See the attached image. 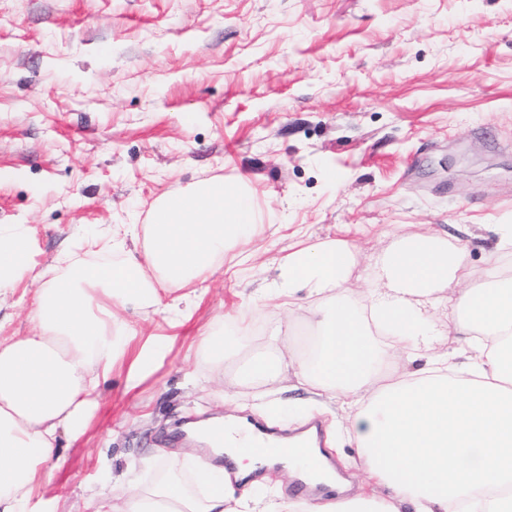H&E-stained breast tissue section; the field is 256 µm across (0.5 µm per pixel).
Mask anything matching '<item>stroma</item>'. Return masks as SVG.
<instances>
[{
  "instance_id": "obj_1",
  "label": "stroma",
  "mask_w": 512,
  "mask_h": 512,
  "mask_svg": "<svg viewBox=\"0 0 512 512\" xmlns=\"http://www.w3.org/2000/svg\"><path fill=\"white\" fill-rule=\"evenodd\" d=\"M209 180L246 183L255 231L178 326L122 311L165 341L140 385L115 369L61 436L41 512H95L91 488L131 466L156 480V449L183 458L180 425L217 412L282 436L317 420L332 460L355 456L335 400L208 379L197 340L232 327L256 348L287 322L249 299L302 240L355 246L356 295L400 236L482 269L490 225L512 224V0H0V226L26 225L34 272L111 259L112 228ZM33 309L29 279L0 296V340L31 335Z\"/></svg>"
}]
</instances>
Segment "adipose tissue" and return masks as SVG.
Here are the masks:
<instances>
[{
	"instance_id": "ef3b65f1",
	"label": "adipose tissue",
	"mask_w": 512,
	"mask_h": 512,
	"mask_svg": "<svg viewBox=\"0 0 512 512\" xmlns=\"http://www.w3.org/2000/svg\"><path fill=\"white\" fill-rule=\"evenodd\" d=\"M258 220L245 184L204 182L155 202L145 261L98 266L68 257L33 276L35 332L0 341V512H25L59 435L81 430L98 406L101 378L126 361V347L113 338L122 326L117 309L161 306L178 323L197 296L195 282ZM494 234L497 249L476 286L464 248L435 235L399 238L382 253L375 283L359 302L344 288L356 263L346 241L298 244L272 286L254 294L252 309L306 289L307 305L288 310L289 319L305 322L304 336L291 339L278 325L262 350L239 336L199 339L216 374L234 361L240 382L272 388L290 372L298 386L337 399L357 442L354 468L385 486L387 497L226 496L215 464L224 455L241 474L279 465L308 487L336 484L329 471L305 474L306 449L252 454L249 432L228 415L223 447L195 436L205 459L191 482L172 465L155 484L123 495L102 486L91 494L96 512H512V276L498 257L512 252V224L495 225ZM24 242L20 224L0 240V293L27 274ZM170 290L176 298L162 303ZM449 300L447 327L435 312ZM453 332L464 346L447 348ZM153 349L145 343L126 361L131 382L141 380ZM417 357L425 364L414 372L395 366Z\"/></svg>"
}]
</instances>
